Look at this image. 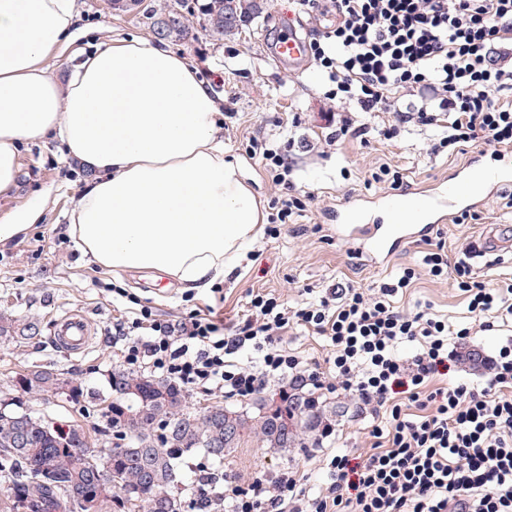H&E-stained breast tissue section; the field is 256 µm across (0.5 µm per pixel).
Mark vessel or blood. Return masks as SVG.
<instances>
[{"instance_id":"1","label":"vessel or blood","mask_w":512,"mask_h":512,"mask_svg":"<svg viewBox=\"0 0 512 512\" xmlns=\"http://www.w3.org/2000/svg\"><path fill=\"white\" fill-rule=\"evenodd\" d=\"M308 42L294 23H280L269 45L270 57L280 65L303 68L308 59ZM512 182L506 170L480 169L470 159L446 182L427 190L407 187L382 197L377 219L367 220L361 200L344 202L337 211V230L352 243L359 257L379 267L390 263L402 246L410 244L439 225L450 223L459 212L477 208L483 200ZM54 342L61 349L78 353L85 349L90 319L72 313L59 322Z\"/></svg>"}]
</instances>
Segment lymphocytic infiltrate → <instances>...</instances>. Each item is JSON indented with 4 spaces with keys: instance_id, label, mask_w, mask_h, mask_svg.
Instances as JSON below:
<instances>
[{
    "instance_id": "lymphocytic-infiltrate-1",
    "label": "lymphocytic infiltrate",
    "mask_w": 512,
    "mask_h": 512,
    "mask_svg": "<svg viewBox=\"0 0 512 512\" xmlns=\"http://www.w3.org/2000/svg\"><path fill=\"white\" fill-rule=\"evenodd\" d=\"M306 13L333 14L336 23L310 44L330 88L328 99L349 101L365 113L391 115L384 139L401 128L447 126L432 152H464L476 142L512 145V66L501 64L512 44V0H297ZM279 194L268 215L269 234L294 222L310 203L300 194L287 154L267 141L248 140ZM422 270L434 278L454 275L469 298L474 324L450 330L440 315L409 313L393 298L410 287L418 269L374 288L349 282L328 296L288 309L257 294L251 312L224 335L213 317L195 309L175 323L151 310L117 322L112 342L127 368L159 372L184 387L245 399L268 382L286 390L306 388L309 398L345 392L363 410L384 415L373 425V443L361 462L334 455L332 478L315 495L290 473L239 485L226 482L219 498L203 496L196 507L216 512H512V343L485 357L484 385L464 381L429 389L448 360V338L465 339L472 327L489 328L490 317H512L503 289L478 280L466 259L449 262L443 241L432 242ZM297 325L326 337L327 367L305 362L279 347L278 335ZM404 343L418 344L410 358ZM262 354L259 368L235 364L244 347Z\"/></svg>"
}]
</instances>
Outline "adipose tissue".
Instances as JSON below:
<instances>
[{
	"instance_id": "ef3b65f1",
	"label": "adipose tissue",
	"mask_w": 512,
	"mask_h": 512,
	"mask_svg": "<svg viewBox=\"0 0 512 512\" xmlns=\"http://www.w3.org/2000/svg\"><path fill=\"white\" fill-rule=\"evenodd\" d=\"M77 0H0V196L23 145L59 140L91 178L69 232L101 267L211 287L255 243L263 215L219 136L221 106L182 54L142 37L74 53Z\"/></svg>"
}]
</instances>
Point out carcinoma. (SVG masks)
I'll use <instances>...</instances> for the list:
<instances>
[{"label":"carcinoma","mask_w":512,"mask_h":512,"mask_svg":"<svg viewBox=\"0 0 512 512\" xmlns=\"http://www.w3.org/2000/svg\"><path fill=\"white\" fill-rule=\"evenodd\" d=\"M261 9L257 0H207L202 11L206 29L222 36L255 20ZM153 29L160 38L184 40L191 35L189 15L171 7ZM20 386L36 394H84L51 369L25 375ZM108 386L109 401L101 409L112 428L108 448L93 447L81 425L55 428L38 412H0V512H56L57 499L73 492L96 499V512H112L116 503L127 512H181L174 491L191 481L186 457L203 453L221 462L250 437L269 448L302 445L320 430L326 408L300 395L281 399L269 414L262 397L246 411L214 406L195 413L183 387L167 378L115 370ZM133 409L137 421L129 433L123 420ZM226 421L235 429L232 438L224 436Z\"/></svg>","instance_id":"carcinoma-1"}]
</instances>
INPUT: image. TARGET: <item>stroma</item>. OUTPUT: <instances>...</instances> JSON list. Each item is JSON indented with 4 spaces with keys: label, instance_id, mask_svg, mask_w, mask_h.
I'll use <instances>...</instances> for the list:
<instances>
[{
    "label": "stroma",
    "instance_id": "stroma-1",
    "mask_svg": "<svg viewBox=\"0 0 512 512\" xmlns=\"http://www.w3.org/2000/svg\"><path fill=\"white\" fill-rule=\"evenodd\" d=\"M171 2L142 0L134 11L121 12L112 9L109 0H77L81 22L74 46L85 49L110 37L153 38L149 16ZM263 3L261 17L241 33L224 38L211 35L197 12L190 39L169 38L165 45L190 60L199 78L220 98L222 111L229 113L228 127L221 132L224 152L239 163L261 206H269L276 189L260 161L245 152L251 137L289 146L294 182L298 189L314 193L315 201L296 223L281 225L277 237L261 234L224 279L203 291H189L155 270L110 272L85 254L69 234L68 221L87 172L65 159L55 140L23 146L19 186L0 198V217L37 203L43 208V220L0 244V311L15 315L22 324L39 322L42 336L20 342L0 337V390L10 393L17 407L56 422L82 425L95 445H103L102 399L109 394V374L121 366L112 348V326L132 317L140 306L150 307L155 319L172 323L195 308L212 305L218 318L230 325L247 313L252 296L258 293L294 305L319 299L338 280L368 287L420 262L425 245L416 241L384 267L364 265L352 245L337 238L328 215L342 200L381 195V188L364 185L380 163L398 167L405 183L429 188L464 164L466 155L429 154L435 128L414 125L391 140L372 132L364 144L350 139L328 145L325 115L336 111L337 105L324 95L318 66L300 73L275 65L267 51L269 35L279 22L294 16V4L292 0ZM511 194L512 184L503 186L478 208V221L442 226L449 261H456L462 248L476 241L486 227H512V207L506 205ZM399 304L411 310L431 305L454 329L471 320L466 294L449 279L419 276ZM75 310L85 312L96 324L93 345L77 357L54 350L50 341L55 321ZM45 368L98 391V399L37 395L18 388L20 377ZM324 402L333 434L322 446L280 450L251 440L233 452L228 463L196 454L186 464L191 469L204 466L246 484L260 475L270 477L297 468L305 474L307 490L317 493L329 479L331 458L368 447L374 423L372 415L348 394H330Z\"/></svg>",
    "mask_w": 512,
    "mask_h": 512
}]
</instances>
